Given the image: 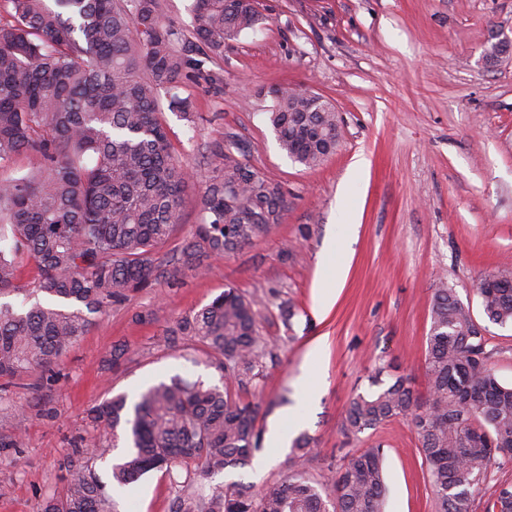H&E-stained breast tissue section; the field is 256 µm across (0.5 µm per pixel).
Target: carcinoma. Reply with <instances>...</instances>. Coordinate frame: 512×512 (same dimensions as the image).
I'll list each match as a JSON object with an SVG mask.
<instances>
[{"label": "carcinoma", "mask_w": 512, "mask_h": 512, "mask_svg": "<svg viewBox=\"0 0 512 512\" xmlns=\"http://www.w3.org/2000/svg\"><path fill=\"white\" fill-rule=\"evenodd\" d=\"M0 167L27 154L34 163L0 179V296L20 293L21 269L37 270L43 294L23 313L0 304V400L13 380L49 371L104 312L158 277L201 274L205 261L253 243L281 223L280 185L216 146L219 163L205 186L193 233L165 259L158 251L181 226L190 168L176 153L163 108L182 113L172 93L201 74V53L215 62L224 45L263 23L256 0H193L189 35L175 30L160 0H0ZM169 95L162 102L161 93ZM268 121L281 150L313 169L336 153V109L288 87L271 89ZM294 103L296 112L288 111ZM488 321L512 325V266L478 286ZM74 309H63L56 302ZM191 337L228 378L244 387L265 349L254 299L228 287L164 334L172 347ZM486 336L453 290L435 289L428 335L429 393L408 380L371 379L357 394L344 429L357 436L395 418L411 421L434 512H472V497L492 466L512 465V386L491 366ZM259 407L224 386L173 376L142 391L133 405L118 394L92 405L95 438L126 436L112 482L127 487L151 471L186 473L172 512H386L388 486L379 448H366L323 482L306 476L311 438L302 433L288 477L253 491L241 482L210 484L251 464L260 450ZM489 512H512V484L499 486ZM37 512H114L112 496L89 464L73 469L64 492Z\"/></svg>", "instance_id": "obj_1"}]
</instances>
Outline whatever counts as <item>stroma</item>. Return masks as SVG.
Instances as JSON below:
<instances>
[{"label": "stroma", "instance_id": "obj_1", "mask_svg": "<svg viewBox=\"0 0 512 512\" xmlns=\"http://www.w3.org/2000/svg\"><path fill=\"white\" fill-rule=\"evenodd\" d=\"M265 17L206 63L218 86L185 81L193 117L164 119L194 185L180 236L199 221L200 192L217 162L215 146L235 141L243 162L282 186L281 224L242 250L212 260L206 274L160 278L106 312L91 314L85 336L53 373L21 378L0 403V434L21 431L0 453V512H36L62 494L65 465L93 431L87 409L116 394L179 375L223 385L204 347L163 343L178 318L233 287L255 300L267 345L258 376L231 393L258 405L262 475L228 472L226 481L261 489L288 475V453L271 448L272 428L306 433L308 475L325 480L350 455L382 448L387 512H434L427 469L408 419L345 434L349 402L369 376H404L428 396L427 336L432 296L452 288L486 328L490 362L512 384V326L484 316L477 283L512 264V61L481 60L494 34L512 35V0H259ZM296 86L335 106L340 146L308 169L283 152L268 123L270 88ZM333 251L335 265L322 263ZM344 275H337V267ZM339 278L331 300L324 280ZM290 306V323L280 318ZM127 345L120 367L112 350ZM41 386L52 417L29 406ZM119 512H170L168 474L153 471L112 489Z\"/></svg>", "mask_w": 512, "mask_h": 512}]
</instances>
